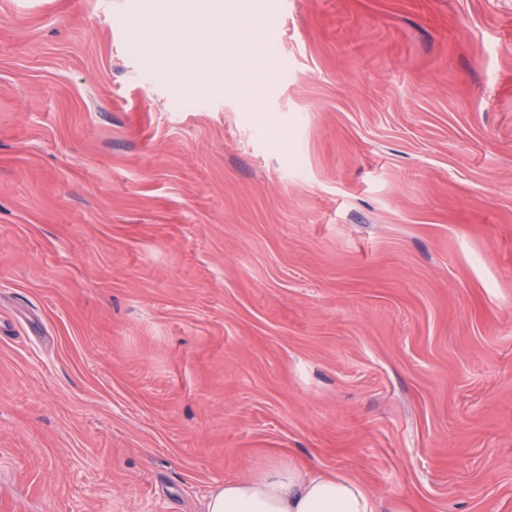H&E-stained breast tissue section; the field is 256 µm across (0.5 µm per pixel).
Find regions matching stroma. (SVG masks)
<instances>
[{
  "mask_svg": "<svg viewBox=\"0 0 512 512\" xmlns=\"http://www.w3.org/2000/svg\"><path fill=\"white\" fill-rule=\"evenodd\" d=\"M252 6L0 0V512H512V0ZM203 512H377L374 498L343 472L275 462L249 478L225 481L207 495Z\"/></svg>",
  "mask_w": 512,
  "mask_h": 512,
  "instance_id": "35a3bbf8",
  "label": "stroma"
}]
</instances>
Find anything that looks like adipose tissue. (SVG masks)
<instances>
[{"mask_svg":"<svg viewBox=\"0 0 512 512\" xmlns=\"http://www.w3.org/2000/svg\"><path fill=\"white\" fill-rule=\"evenodd\" d=\"M204 512H377L352 476L294 462L269 464L251 477L225 482L207 495Z\"/></svg>","mask_w":512,"mask_h":512,"instance_id":"obj_1","label":"adipose tissue"}]
</instances>
